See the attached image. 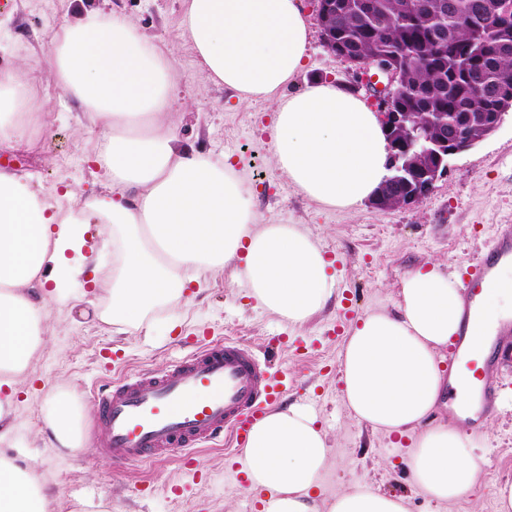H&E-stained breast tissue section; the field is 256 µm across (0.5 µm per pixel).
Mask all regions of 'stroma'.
Listing matches in <instances>:
<instances>
[{"instance_id":"stroma-1","label":"stroma","mask_w":512,"mask_h":512,"mask_svg":"<svg viewBox=\"0 0 512 512\" xmlns=\"http://www.w3.org/2000/svg\"><path fill=\"white\" fill-rule=\"evenodd\" d=\"M183 0H11L0 8V68L22 56L42 53L61 19L77 20L89 10L120 12L133 19L150 43L175 60L174 109L168 118L180 147L231 157L250 191L259 223L296 224L317 236L334 261L335 293L325 308L300 326L255 307L246 289L231 287L226 274L205 271L198 293L178 308L151 311L142 327L117 332L93 316L108 286L75 281L76 307L52 309L44 347L23 382L16 424L29 438L20 455L42 471L59 493L56 512H68L73 497L110 501L112 512H255L254 497L233 487L236 453L206 446L190 459L120 464L98 451L97 426L84 429L85 444L57 449L36 433L52 386L67 381L88 405L106 381L151 370L168 372L200 340L240 338L287 376L281 405L310 407L331 448L322 486L326 495L373 485L384 494L408 498L409 512H498L496 490L512 482V356L501 359L498 390L508 396L481 431L474 454L480 476L474 488L446 510L412 489L409 474L390 437L347 417L342 407L340 350L355 321L394 312L403 275L438 262L443 273L464 272L486 252L499 225L512 224V113L475 147L454 156L446 178L420 203L380 211L318 204L293 187L270 157L275 114L269 103L239 104L224 87L203 82L190 47L179 40ZM350 65L330 53L314 33L304 69L289 92L317 80L348 83ZM46 103L38 141L28 150H7L9 170L42 192L58 196L72 188L83 197L104 190L94 136L77 138L84 121L78 104L61 98L45 79L35 81Z\"/></svg>"}]
</instances>
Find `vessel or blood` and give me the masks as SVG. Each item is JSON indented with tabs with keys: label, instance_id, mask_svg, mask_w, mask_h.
Instances as JSON below:
<instances>
[{
	"label": "vessel or blood",
	"instance_id": "obj_1",
	"mask_svg": "<svg viewBox=\"0 0 512 512\" xmlns=\"http://www.w3.org/2000/svg\"><path fill=\"white\" fill-rule=\"evenodd\" d=\"M512 257V226L502 225L482 261L466 270L459 335L448 345V366L465 375V388L480 395L479 408H453L457 419L479 427L497 399L495 363L501 343L481 336L477 298L492 269ZM269 366L245 343L206 342L165 374L139 372L109 383L97 395L99 451L120 463L161 458L201 443L225 439L243 447L252 428L273 406L279 392Z\"/></svg>",
	"mask_w": 512,
	"mask_h": 512
}]
</instances>
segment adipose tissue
Wrapping results in <instances>:
<instances>
[{"label": "adipose tissue", "instance_id": "1", "mask_svg": "<svg viewBox=\"0 0 512 512\" xmlns=\"http://www.w3.org/2000/svg\"><path fill=\"white\" fill-rule=\"evenodd\" d=\"M182 36L205 81L238 101L273 104L271 160L311 200L353 209L373 198L386 174L381 121L356 92L325 82L293 95L311 30L301 0H185ZM38 72L78 101L97 130L102 194L66 203L0 172V512H50L58 494L13 448L18 379L45 342L52 307L69 305L70 281L108 283L98 320L138 327L154 308L180 302L205 270H224L256 307L294 326L321 311L335 291L331 260L295 224L258 223L248 188L232 167L204 153L186 154L167 120L175 63L126 16L89 11L63 21L41 58L0 70V145H24L44 107L25 77ZM101 225L112 245L104 267L84 251L86 225ZM458 276L437 264L401 281L397 314L366 315L340 353L349 417L373 431L408 439L405 463L414 488L443 507L469 492L480 466L474 437L431 424L445 395L449 341L460 331ZM482 323L496 333L512 320V262L483 287ZM89 407L58 386L42 408L43 433L55 448L83 445ZM330 448L309 408L269 412L250 432L238 473L258 512H408L406 497L371 486L325 498L321 473Z\"/></svg>", "mask_w": 512, "mask_h": 512}]
</instances>
